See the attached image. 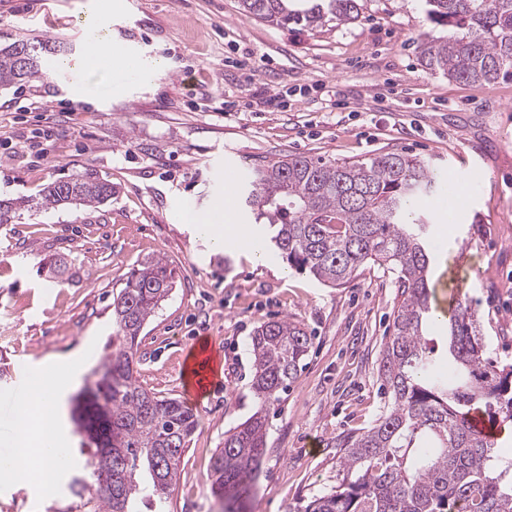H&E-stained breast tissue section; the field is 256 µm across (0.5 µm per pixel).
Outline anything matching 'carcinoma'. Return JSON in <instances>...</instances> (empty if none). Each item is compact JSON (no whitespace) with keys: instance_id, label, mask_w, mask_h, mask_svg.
Instances as JSON below:
<instances>
[{"instance_id":"cac0c4a2","label":"carcinoma","mask_w":512,"mask_h":512,"mask_svg":"<svg viewBox=\"0 0 512 512\" xmlns=\"http://www.w3.org/2000/svg\"><path fill=\"white\" fill-rule=\"evenodd\" d=\"M240 0L242 10L272 25L314 29L358 19L359 0ZM427 18L448 38L419 37L422 64L448 80L490 86L512 74V0H424ZM47 41L22 38L0 50V88L48 77ZM430 164L399 152L366 162L285 155L254 169L246 207L265 219L272 247L289 266L329 287L342 286L369 264L396 274L400 291L393 331L378 375L388 403L366 430L336 439L342 474L336 486L298 512H512V459L469 423L476 405L493 420L512 421V365L485 357L475 310L448 301L447 335L426 336L432 319L428 218L410 219L442 189ZM112 182L87 170L43 187L37 205L96 207L112 199ZM174 288L168 264L148 258L112 302L115 331L95 368L98 381L78 404L88 448L85 476L71 491L88 512H166L181 458L198 415L176 398L138 383V337ZM311 347L304 326L286 317L261 323L251 337L252 389L260 403L224 433L209 480L219 494L251 491L265 454L266 406L296 379ZM102 448L116 449L110 481Z\"/></svg>"}]
</instances>
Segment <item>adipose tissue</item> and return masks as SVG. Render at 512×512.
<instances>
[{
    "instance_id": "ef3b65f1",
    "label": "adipose tissue",
    "mask_w": 512,
    "mask_h": 512,
    "mask_svg": "<svg viewBox=\"0 0 512 512\" xmlns=\"http://www.w3.org/2000/svg\"><path fill=\"white\" fill-rule=\"evenodd\" d=\"M185 223L209 239L215 249L233 247L255 260L263 255L251 246V228L243 224L233 207L214 215L187 209ZM78 359L70 357L36 375L28 390L15 393L10 411V436L7 450L0 455V483L14 486L35 484L44 494L55 492L63 472L67 450L55 431L57 404L62 390L69 385L78 368ZM40 460L44 476L33 481L29 471L32 460Z\"/></svg>"
}]
</instances>
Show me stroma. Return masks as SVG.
Returning <instances> with one entry per match:
<instances>
[{
	"instance_id": "35a3bbf8",
	"label": "stroma",
	"mask_w": 512,
	"mask_h": 512,
	"mask_svg": "<svg viewBox=\"0 0 512 512\" xmlns=\"http://www.w3.org/2000/svg\"><path fill=\"white\" fill-rule=\"evenodd\" d=\"M357 21L316 29L273 26L239 0H0V49L30 36L50 41L47 78L0 90V199L32 198L84 170L116 193L97 208L25 207L0 224V432L19 367L77 355L56 431L67 447L70 400L114 330L112 300L129 272L163 257L175 286L145 324L137 378L185 399L187 348L212 337L222 383L193 408L168 512H224L208 480L224 433L258 407L250 341L261 322H301L312 347L297 379L268 408L267 447L242 512H295L334 486L336 438L360 432L384 404L378 379L398 288L377 267L341 288L323 286L277 253L265 263L213 249L182 209L221 205L226 184L283 155L366 161L402 152L459 179V223L441 195L429 206L437 296L461 293L478 314L488 357L512 363V78L492 86L448 81L419 60L416 38L442 37L421 0H360ZM97 21L109 41L162 60L154 79L113 86L107 68L75 66ZM260 59L252 72L243 58ZM67 125L58 133L43 118ZM61 258L64 282L45 264ZM0 512H86L60 482L50 495L0 484Z\"/></svg>"
}]
</instances>
